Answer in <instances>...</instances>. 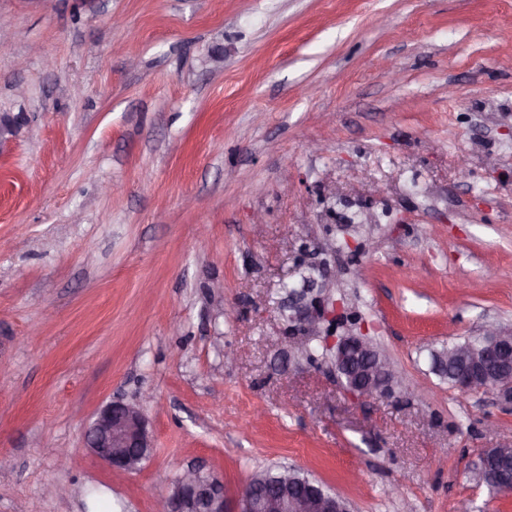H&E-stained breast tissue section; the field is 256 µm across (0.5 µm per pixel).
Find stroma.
I'll return each mask as SVG.
<instances>
[{
  "instance_id": "stroma-1",
  "label": "stroma",
  "mask_w": 512,
  "mask_h": 512,
  "mask_svg": "<svg viewBox=\"0 0 512 512\" xmlns=\"http://www.w3.org/2000/svg\"><path fill=\"white\" fill-rule=\"evenodd\" d=\"M0 16V114L26 118L0 152V512H154L195 464L231 499L292 465L354 512H512L470 478L512 405L430 360L512 328V0ZM292 288L336 306L316 344L393 362L392 395L295 353ZM145 391L153 453L111 470L84 432Z\"/></svg>"
}]
</instances>
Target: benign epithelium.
Segmentation results:
<instances>
[{"instance_id": "obj_1", "label": "benign epithelium", "mask_w": 512, "mask_h": 512, "mask_svg": "<svg viewBox=\"0 0 512 512\" xmlns=\"http://www.w3.org/2000/svg\"><path fill=\"white\" fill-rule=\"evenodd\" d=\"M20 115L0 117V149L8 147L23 124ZM480 344H464L453 351L457 388L473 385L474 369L498 377L496 394L512 402V330L489 325L479 334ZM331 368L342 387L360 397L389 395L394 367L366 336H342L332 347ZM85 447L109 468L132 473L149 458L152 448L147 420L139 405L112 401L105 405L84 433ZM512 448H484L475 471L490 486L512 491ZM155 512H350L348 502L314 484L294 488L285 468L278 470L274 486L250 480L235 500L224 495L223 480L211 470L190 466L159 495Z\"/></svg>"}]
</instances>
